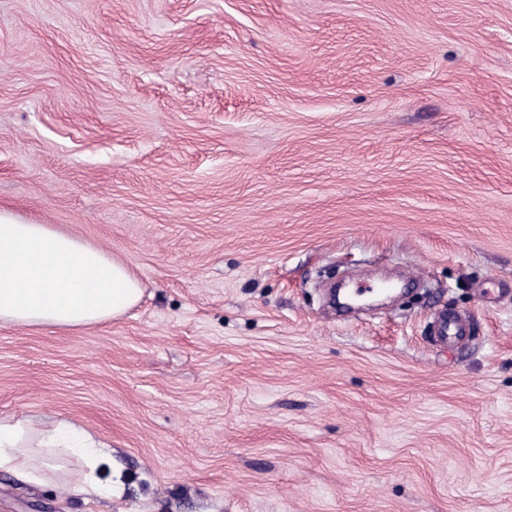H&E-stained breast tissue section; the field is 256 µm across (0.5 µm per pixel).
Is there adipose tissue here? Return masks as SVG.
Listing matches in <instances>:
<instances>
[{"mask_svg":"<svg viewBox=\"0 0 512 512\" xmlns=\"http://www.w3.org/2000/svg\"><path fill=\"white\" fill-rule=\"evenodd\" d=\"M141 295L137 276L103 249L0 210V325L84 329L123 315ZM70 458L80 463L76 486L111 494L98 477L105 445L91 433L67 421L0 418V470L40 485Z\"/></svg>","mask_w":512,"mask_h":512,"instance_id":"1","label":"adipose tissue"}]
</instances>
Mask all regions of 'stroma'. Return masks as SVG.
Here are the masks:
<instances>
[{
	"label": "stroma",
	"mask_w": 512,
	"mask_h": 512,
	"mask_svg": "<svg viewBox=\"0 0 512 512\" xmlns=\"http://www.w3.org/2000/svg\"><path fill=\"white\" fill-rule=\"evenodd\" d=\"M0 209L143 287L0 326L122 481L0 512H512V0H0ZM467 329L468 321L465 317H442L438 337L442 342L455 343L466 333Z\"/></svg>",
	"instance_id": "stroma-1"
}]
</instances>
